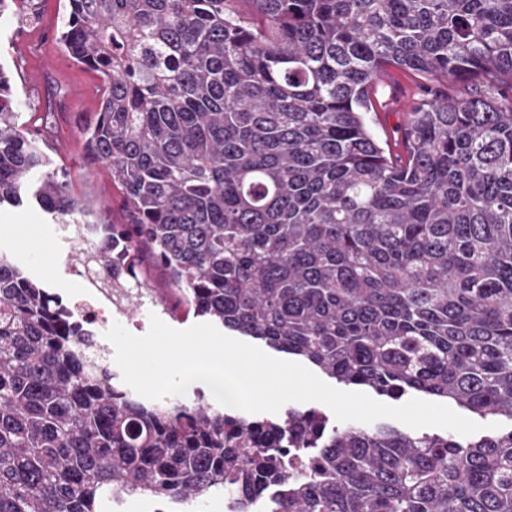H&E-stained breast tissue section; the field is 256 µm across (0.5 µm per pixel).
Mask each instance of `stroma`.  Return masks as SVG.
<instances>
[{
  "label": "stroma",
  "instance_id": "stroma-1",
  "mask_svg": "<svg viewBox=\"0 0 512 512\" xmlns=\"http://www.w3.org/2000/svg\"><path fill=\"white\" fill-rule=\"evenodd\" d=\"M67 0H34V21L26 22L18 8L0 14V66L10 77L15 111L23 121L45 112L55 92L64 102L57 110V139L51 157L66 167L75 193L91 209L101 212L113 224H125L129 213L122 189L113 182L104 164L93 161L82 146L83 131L97 110L103 83L100 76L75 64L57 43ZM424 81L412 73L394 70L378 87L373 129L381 141L393 139V132L417 98ZM19 226L16 235H0V252L8 254L49 292L68 298L81 293L85 281L76 255L80 243L61 242L60 227L39 207L0 208V225ZM145 279L159 293L167 307L162 320L175 329L196 324L172 288L165 272L150 257L141 260Z\"/></svg>",
  "mask_w": 512,
  "mask_h": 512
}]
</instances>
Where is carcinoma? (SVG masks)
Returning a JSON list of instances; mask_svg holds the SVG:
<instances>
[{
	"mask_svg": "<svg viewBox=\"0 0 512 512\" xmlns=\"http://www.w3.org/2000/svg\"><path fill=\"white\" fill-rule=\"evenodd\" d=\"M68 0L58 43L102 78L90 158L130 223L94 225L90 283L303 358L344 386L512 420V0ZM482 94L413 105L394 156L369 90L389 70ZM20 122L0 67V207L82 239L85 206ZM512 512V429L469 440L258 418L197 392L141 399L94 328L0 254V512ZM141 264L148 285L162 296L168 313L163 314L160 310L155 312H130L123 315L112 316V319H109L107 323L97 328L99 334L98 340L108 346L110 351V364L118 370L120 369L115 362V347L105 337V333L114 323L124 324L126 329L135 335H144L147 333L150 327L151 313L157 315L168 326L179 330L186 329L196 323L212 324L204 318L194 317L192 313L189 315L186 314V307L184 306L180 295L171 289L173 288L171 279L161 268L153 263L149 255H144L141 260ZM133 324H140L144 326V328L142 331H137L133 328Z\"/></svg>",
	"mask_w": 512,
	"mask_h": 512,
	"instance_id": "obj_1",
	"label": "carcinoma"
}]
</instances>
